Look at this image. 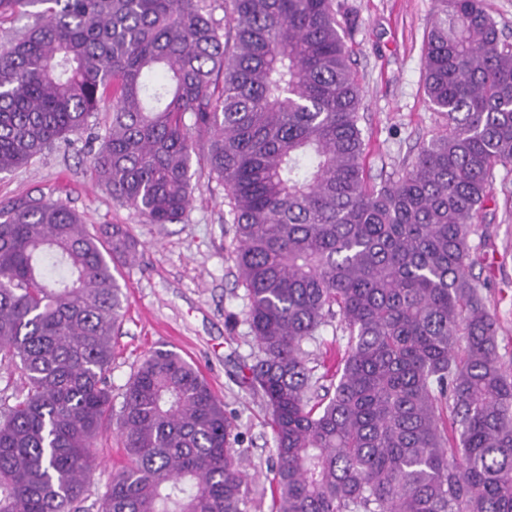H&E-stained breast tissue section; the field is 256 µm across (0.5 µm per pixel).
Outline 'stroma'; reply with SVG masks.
Instances as JSON below:
<instances>
[{"instance_id": "35a3bbf8", "label": "stroma", "mask_w": 512, "mask_h": 512, "mask_svg": "<svg viewBox=\"0 0 512 512\" xmlns=\"http://www.w3.org/2000/svg\"><path fill=\"white\" fill-rule=\"evenodd\" d=\"M341 2L355 15L347 45L363 91L365 171L378 186L408 167L441 123L423 88L425 40L436 2ZM90 136H72L70 144L46 151L31 165L1 173L0 206L41 195L65 203L97 233L117 225L134 238L135 262L118 265L115 273L126 302L112 360V397L121 401L131 372L148 351L170 349L194 363L235 418L242 466L251 475L250 512H270L265 474L274 438L264 400L242 382L241 366L258 349L245 321V290L228 253L233 228L225 222L224 187L199 170L183 222L145 223L97 181L88 162ZM470 243L476 250L471 273L484 285L497 320L499 355L512 368V169H497ZM96 449L86 512H97L95 503L122 461L115 431L100 434Z\"/></svg>"}]
</instances>
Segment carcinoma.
<instances>
[{
	"label": "carcinoma",
	"mask_w": 512,
	"mask_h": 512,
	"mask_svg": "<svg viewBox=\"0 0 512 512\" xmlns=\"http://www.w3.org/2000/svg\"><path fill=\"white\" fill-rule=\"evenodd\" d=\"M3 8L34 22L0 45V172L107 102L92 168L147 223L185 218L195 165L224 185L272 512H512V371L468 241L512 168V44L484 0H437L423 84L443 124L379 187L336 0ZM135 258L125 231L104 241L59 201L0 207V365L24 391H0V512H82L112 424L123 465L99 512H249L232 417L178 352L151 351L112 409L113 270ZM336 317L349 339L326 387L304 343Z\"/></svg>",
	"instance_id": "1"
}]
</instances>
